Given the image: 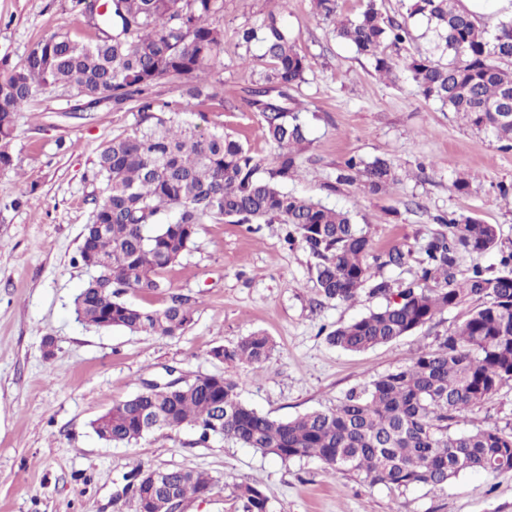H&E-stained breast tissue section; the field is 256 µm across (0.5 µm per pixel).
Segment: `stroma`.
Listing matches in <instances>:
<instances>
[{"label": "stroma", "mask_w": 512, "mask_h": 512, "mask_svg": "<svg viewBox=\"0 0 512 512\" xmlns=\"http://www.w3.org/2000/svg\"><path fill=\"white\" fill-rule=\"evenodd\" d=\"M270 11L282 12L310 62L296 92L309 125L289 191L350 212L370 240L372 283L399 289L416 281L424 244L442 229L440 216H473L497 226L512 249V149H502L457 113L419 97L411 80L379 79L372 64L336 38L316 0H224V68L213 83L223 105L205 117L186 111L179 83L155 88L184 120L225 129L261 156V116L243 90L253 79L235 33ZM57 33L85 42L91 31L69 0H0V60L16 65L37 42ZM61 89L36 93L19 113L10 144L13 164L0 168V512H135L124 475L134 465L182 468L211 478L209 498L188 497L180 512H244L238 485H257L268 512H512V470L467 472L443 486L408 490L328 474L315 458L280 461L196 431L153 433L129 446L109 445L91 423L113 402L138 393L169 371L189 378L222 374L210 349L256 332L275 343L261 368L236 370L242 399L274 419L334 407L370 377L409 365L464 318L461 308L400 339L351 353L329 345L327 331L384 307L387 296L363 287L352 302H324L312 278V256L284 241L280 224H203L195 245L164 277L169 294L197 302L193 324L173 337L95 329L77 320L74 299L92 276L79 260L99 183L92 171L100 146L130 131L132 113L101 103L77 111ZM352 156L389 158L400 179L389 192L337 180ZM467 176L470 190L453 189ZM404 265L388 264L394 250ZM169 294H131L140 307L163 308ZM52 338L45 356L44 338ZM466 416L482 427L512 426V382Z\"/></svg>", "instance_id": "1"}]
</instances>
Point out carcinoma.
Masks as SVG:
<instances>
[{"label":"carcinoma","instance_id":"cac0c4a2","mask_svg":"<svg viewBox=\"0 0 512 512\" xmlns=\"http://www.w3.org/2000/svg\"><path fill=\"white\" fill-rule=\"evenodd\" d=\"M94 38L81 43L67 33L36 43L18 65L0 71V167L12 166L9 145L17 115L39 90L62 88L82 98L80 111L102 101L133 113L127 134L104 143L93 178L102 185L94 220L87 225L79 258L94 275L75 298L88 326L122 328L132 334L172 337L193 322L196 301L181 294L147 310L125 299L130 292L162 294L165 270L193 245L198 226L286 224L315 259V281L327 302L354 300L370 279V244L353 216L298 196L285 188L295 168L293 150L306 141L307 124L293 93L306 82L309 62L282 16L269 13L236 32L244 60L258 67L244 102L260 113L272 159L261 157L230 134L179 120L152 96L161 81L190 82L195 106L224 102L207 76L223 66L224 0H70ZM336 36L393 80L407 75L417 94L438 101L470 125L512 148V19L488 34L461 0H412L408 16L382 14L376 0H363L354 17L338 0H317ZM427 20L431 50L413 53L407 18ZM340 179L359 181L376 193L396 181L380 158L345 162ZM443 230L423 247L419 279L396 299L336 327L328 344L364 352L405 336L436 314L467 305L462 322L434 348L412 362L351 389L335 407L291 419H274L246 404L232 375L199 376L184 386L141 391L92 422L112 445H132L157 431L190 427L205 440L219 435L286 462L319 459L331 474L352 473L370 484L409 489L438 486L462 473L512 470V428L475 426L449 432L450 422L491 398L512 381V250L501 253L493 273L472 267L457 278L458 254H485L498 247L494 225L464 216L440 218ZM275 349L263 333L208 356L224 364L254 367ZM153 410L160 422L149 431L141 415ZM182 498L212 490L208 476L170 470ZM244 512H267L255 485L238 486Z\"/></svg>","mask_w":512,"mask_h":512}]
</instances>
